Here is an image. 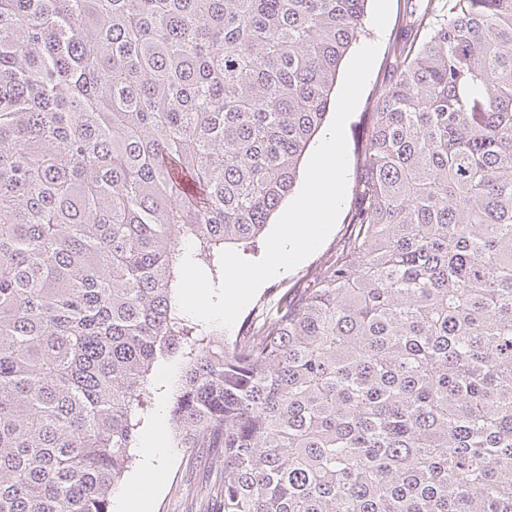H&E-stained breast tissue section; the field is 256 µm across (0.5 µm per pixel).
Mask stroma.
<instances>
[{
    "instance_id": "stroma-1",
    "label": "stroma",
    "mask_w": 512,
    "mask_h": 512,
    "mask_svg": "<svg viewBox=\"0 0 512 512\" xmlns=\"http://www.w3.org/2000/svg\"><path fill=\"white\" fill-rule=\"evenodd\" d=\"M441 0H368L366 4V31L360 44H378L379 50L373 69L361 95L359 104L345 125L348 152L347 189L341 211L323 244L299 265L278 273L258 289L242 314L249 320L260 317L263 309L276 304L289 288L303 286L320 266L333 259L343 240L349 234L350 218L364 162L371 114L380 91L390 76L392 42L402 35L412 15L420 13L427 4H440ZM182 375V365L167 361L155 366L153 383L156 392L133 450L132 465L125 472L123 484H130L144 466V451L153 443H160L164 453L156 461L161 478L150 492L145 512H207L208 503L203 495L206 483L211 482L203 459L192 449L176 447L171 428L170 410L173 405L174 386Z\"/></svg>"
}]
</instances>
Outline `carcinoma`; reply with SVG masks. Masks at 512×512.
<instances>
[{
	"instance_id": "cac0c4a2",
	"label": "carcinoma",
	"mask_w": 512,
	"mask_h": 512,
	"mask_svg": "<svg viewBox=\"0 0 512 512\" xmlns=\"http://www.w3.org/2000/svg\"><path fill=\"white\" fill-rule=\"evenodd\" d=\"M365 2L0 0V512H110L171 359L212 512H512V0L393 42L308 284L231 342L178 306L294 188Z\"/></svg>"
}]
</instances>
